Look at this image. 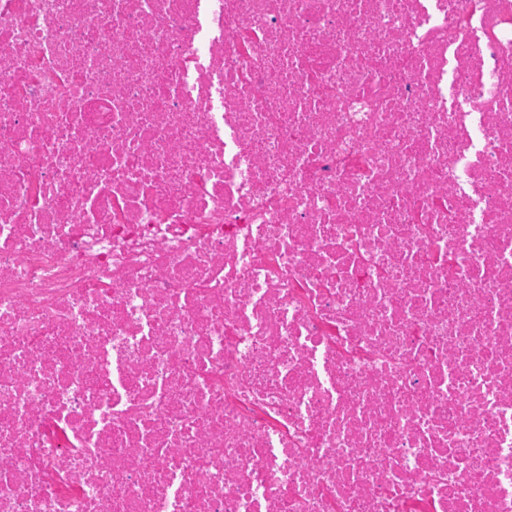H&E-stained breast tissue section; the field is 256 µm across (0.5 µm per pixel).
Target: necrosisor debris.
I'll return each instance as SVG.
<instances>
[{"label":"necrosis or debris","instance_id":"4bbe7bcc","mask_svg":"<svg viewBox=\"0 0 512 512\" xmlns=\"http://www.w3.org/2000/svg\"><path fill=\"white\" fill-rule=\"evenodd\" d=\"M0 512H512V0H0Z\"/></svg>","mask_w":512,"mask_h":512}]
</instances>
